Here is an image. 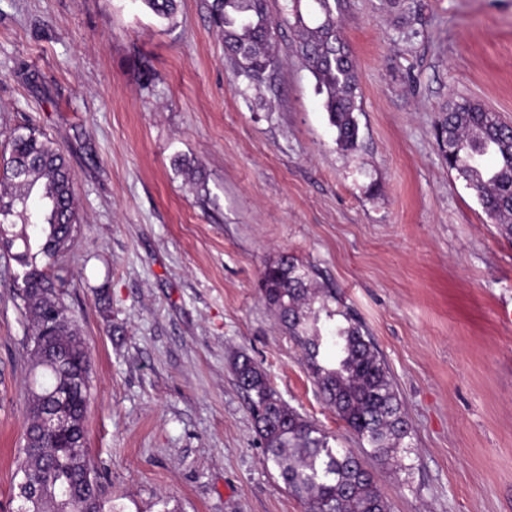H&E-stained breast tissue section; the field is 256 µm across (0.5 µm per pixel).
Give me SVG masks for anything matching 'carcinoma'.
<instances>
[{
	"label": "carcinoma",
	"mask_w": 512,
	"mask_h": 512,
	"mask_svg": "<svg viewBox=\"0 0 512 512\" xmlns=\"http://www.w3.org/2000/svg\"><path fill=\"white\" fill-rule=\"evenodd\" d=\"M156 16L171 18L176 0H141ZM285 0L276 21L267 0H212L213 23L224 38V54L239 80L260 86L279 66L273 48L280 23L298 32V53L325 96L336 144L351 150L359 126L354 115L359 84L330 0ZM437 140L448 161L497 221L512 214V125L496 112L463 102L442 113ZM0 249L23 269L17 285L36 338L29 358L32 381L17 472L46 488L23 512H121L85 448V413L90 390V355L77 320L58 297L65 283L59 261L80 223L63 151L38 127L14 130L10 155L0 167ZM313 270L282 256L264 266L261 294L272 307L325 402L378 464L412 475V433L389 369L365 325L341 309L336 293L313 286ZM83 374L68 412L76 431L68 436L40 431L42 413L54 407L63 381ZM237 386L263 448L264 460L307 512H387L386 500L365 462L335 437L288 406L261 366L247 355L233 364Z\"/></svg>",
	"instance_id": "1"
}]
</instances>
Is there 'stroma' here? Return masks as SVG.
Listing matches in <instances>:
<instances>
[{"label":"stroma","mask_w":512,"mask_h":512,"mask_svg":"<svg viewBox=\"0 0 512 512\" xmlns=\"http://www.w3.org/2000/svg\"><path fill=\"white\" fill-rule=\"evenodd\" d=\"M212 0H0V156L35 124L81 218L61 297L91 357L86 442L125 512H306L231 371L241 354L346 448L261 298L288 255L336 289L384 355L418 448L373 466L390 512H512V240L443 159L439 114L512 124V0H331L358 65L357 146L277 38L274 88L237 81ZM198 169L190 181L176 165ZM0 255V512H16L29 345ZM108 312H101L98 295Z\"/></svg>","instance_id":"obj_1"}]
</instances>
